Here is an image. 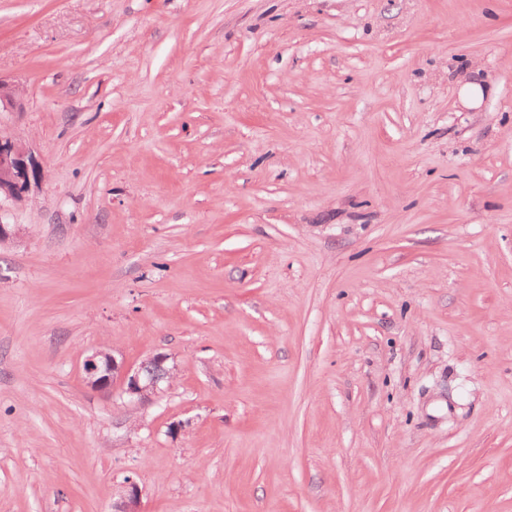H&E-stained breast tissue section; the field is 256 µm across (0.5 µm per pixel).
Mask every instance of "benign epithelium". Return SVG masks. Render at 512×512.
<instances>
[{"label":"benign epithelium","instance_id":"obj_1","mask_svg":"<svg viewBox=\"0 0 512 512\" xmlns=\"http://www.w3.org/2000/svg\"><path fill=\"white\" fill-rule=\"evenodd\" d=\"M17 106L16 90L0 80V112H11ZM41 170L31 151L22 142L0 132V241L14 240L20 236L17 229L3 222L4 203L22 201L31 184L38 183ZM163 372L170 373L169 355L156 353L148 361L134 367L111 353L94 352L87 357L83 370L90 386L101 392L120 389L130 401L142 403L162 392L155 375L147 372V362ZM140 490L131 478L124 485L114 512H140Z\"/></svg>","mask_w":512,"mask_h":512}]
</instances>
